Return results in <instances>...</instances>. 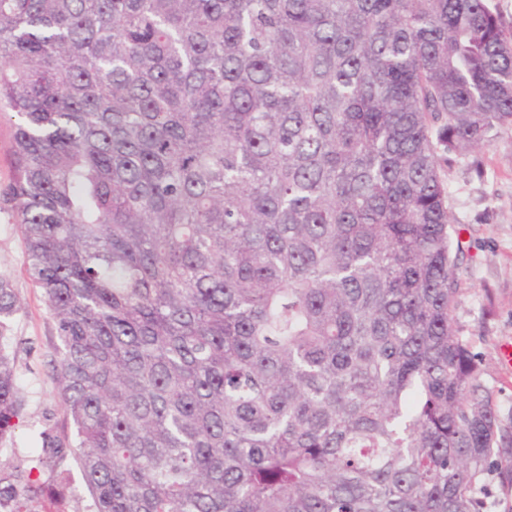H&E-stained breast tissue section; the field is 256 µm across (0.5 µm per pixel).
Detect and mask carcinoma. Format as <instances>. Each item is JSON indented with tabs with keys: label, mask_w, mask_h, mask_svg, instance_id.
Returning a JSON list of instances; mask_svg holds the SVG:
<instances>
[{
	"label": "carcinoma",
	"mask_w": 512,
	"mask_h": 512,
	"mask_svg": "<svg viewBox=\"0 0 512 512\" xmlns=\"http://www.w3.org/2000/svg\"><path fill=\"white\" fill-rule=\"evenodd\" d=\"M0 194L72 433L45 512H483L512 450L453 304L442 165L512 128L493 0H0ZM0 276V445L23 416ZM12 125L8 116L0 120V191L9 183L12 171ZM69 484L65 498L61 501L45 500L44 508L50 512H87L90 498L85 489L81 473L72 458L68 461Z\"/></svg>",
	"instance_id": "1"
}]
</instances>
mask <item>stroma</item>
Returning a JSON list of instances; mask_svg holds the SVG:
<instances>
[{"label": "stroma", "instance_id": "35a3bbf8", "mask_svg": "<svg viewBox=\"0 0 512 512\" xmlns=\"http://www.w3.org/2000/svg\"><path fill=\"white\" fill-rule=\"evenodd\" d=\"M480 172L464 160L449 162L441 174L465 250L453 316L460 336L481 361V379L492 391L503 424L512 425V367L500 355L512 343V129H501L479 153ZM8 277L21 311L11 326L18 383L25 395L24 421L16 428L12 452L34 451L37 434L71 428L50 364L57 329L44 297L26 273L25 248L13 213L0 209V275Z\"/></svg>", "mask_w": 512, "mask_h": 512}]
</instances>
